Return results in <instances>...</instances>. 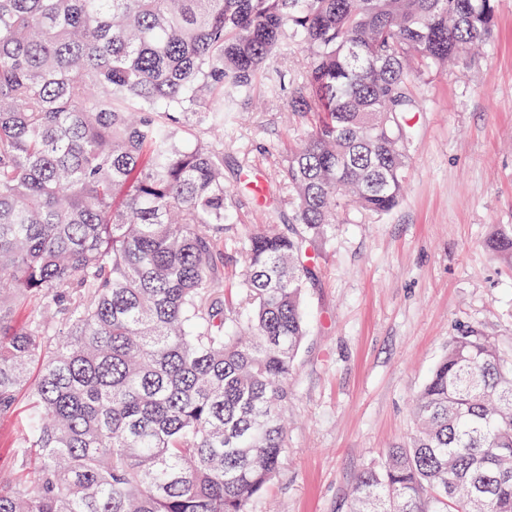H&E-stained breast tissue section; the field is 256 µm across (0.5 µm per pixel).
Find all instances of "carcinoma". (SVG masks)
<instances>
[{"mask_svg": "<svg viewBox=\"0 0 512 512\" xmlns=\"http://www.w3.org/2000/svg\"><path fill=\"white\" fill-rule=\"evenodd\" d=\"M496 0H0V417L29 388L0 512H248L275 477L316 244L403 196L417 80L483 45ZM310 116L293 223L217 237L224 133L270 63ZM512 263V227L490 243ZM39 307L17 318L27 300ZM38 365L28 386V369ZM416 429L358 476L355 512H512V361L467 331Z\"/></svg>", "mask_w": 512, "mask_h": 512, "instance_id": "carcinoma-1", "label": "carcinoma"}]
</instances>
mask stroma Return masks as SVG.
<instances>
[{"instance_id":"obj_1","label":"stroma","mask_w":512,"mask_h":512,"mask_svg":"<svg viewBox=\"0 0 512 512\" xmlns=\"http://www.w3.org/2000/svg\"><path fill=\"white\" fill-rule=\"evenodd\" d=\"M494 24L482 54L421 82L401 204L351 214L321 247L283 408L288 446L249 512H352L358 475L407 440L411 399L451 339L474 330L512 357V265L488 246L512 225V0H497ZM309 132L288 90L262 86L225 124V287L239 282L237 238L267 221L241 178L259 176L288 223L281 171Z\"/></svg>"}]
</instances>
